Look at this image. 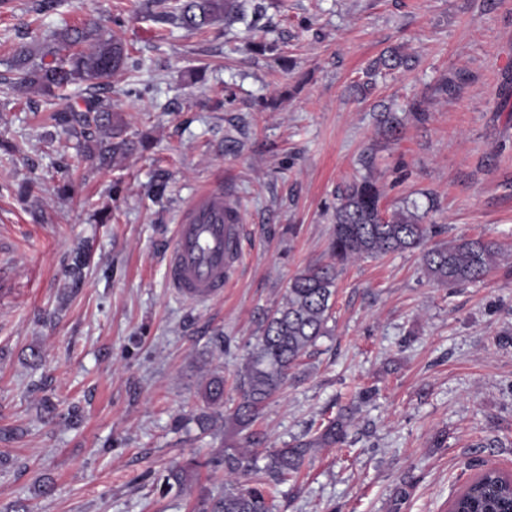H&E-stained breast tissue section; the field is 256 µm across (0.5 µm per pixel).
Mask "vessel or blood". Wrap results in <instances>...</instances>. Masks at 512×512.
Here are the masks:
<instances>
[{
  "instance_id": "1",
  "label": "vessel or blood",
  "mask_w": 512,
  "mask_h": 512,
  "mask_svg": "<svg viewBox=\"0 0 512 512\" xmlns=\"http://www.w3.org/2000/svg\"><path fill=\"white\" fill-rule=\"evenodd\" d=\"M240 241L241 214L236 201L220 190L198 194L185 209L164 256L169 287L198 302L223 295Z\"/></svg>"
}]
</instances>
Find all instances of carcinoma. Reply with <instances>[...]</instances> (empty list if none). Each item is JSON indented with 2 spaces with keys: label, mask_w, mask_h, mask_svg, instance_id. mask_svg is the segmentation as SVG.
Masks as SVG:
<instances>
[{
  "label": "carcinoma",
  "mask_w": 512,
  "mask_h": 512,
  "mask_svg": "<svg viewBox=\"0 0 512 512\" xmlns=\"http://www.w3.org/2000/svg\"><path fill=\"white\" fill-rule=\"evenodd\" d=\"M243 5L238 0H174L168 19L180 28L195 32L222 20L230 25L239 20ZM409 57L394 52L379 58L374 71L394 70L408 65ZM143 66L120 41L106 34V26L95 22L82 28L64 27L49 31L34 48L21 44L13 55L10 70L13 85L23 93L55 95L71 85L88 83L104 90L108 79L119 72L133 74ZM55 125L69 130L82 142L83 151L106 166L118 162L134 149L123 136L121 119L105 99L90 96L70 103L51 115ZM378 124L390 136L400 133L402 119L384 109ZM384 190L369 176L355 179L336 196L330 251L333 262L306 267L288 282L283 303L263 321L262 334L247 352L238 387L241 400L231 420L243 436L236 446L226 448L210 463L224 472L248 478L246 484H230L224 495L202 501V512H275V486L294 477L305 458L318 448L343 443L351 422L347 411L328 421L322 431L286 448H256L245 430L263 406L288 382L308 350L329 331L328 322L336 296L339 271L350 261L420 248L441 233L436 224L425 223L434 210L419 206L386 207ZM500 246L481 238H452L435 243L422 252L428 276L442 286L458 287L483 281L496 267ZM224 397V377L212 376L205 385V401L214 405ZM198 462L190 460L169 468L164 488L184 490ZM496 470L485 469L477 491L469 493L463 512H500L498 500L512 499L511 486H497Z\"/></svg>",
  "instance_id": "carcinoma-1"
}]
</instances>
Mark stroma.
I'll list each match as a JSON object with an SVG mask.
<instances>
[{
  "label": "stroma",
  "instance_id": "obj_1",
  "mask_svg": "<svg viewBox=\"0 0 512 512\" xmlns=\"http://www.w3.org/2000/svg\"><path fill=\"white\" fill-rule=\"evenodd\" d=\"M0 0V512H193L228 481L236 379L289 279L327 263L336 193L372 173L388 203H438L442 239L502 256L482 282L437 285L418 252L337 279L330 332L262 409L263 447L351 413L342 447L279 485L277 512H448L480 465L512 471V0H249L188 33L170 0ZM140 55L110 97L138 147L97 167L49 116L86 84L37 97L6 82L21 35L95 19ZM397 48L410 69L366 68ZM419 101L422 117L408 114ZM404 114L399 139L377 126ZM221 190L242 249L221 297L169 288L183 208ZM223 375L224 402L200 388ZM196 459L184 492L166 468Z\"/></svg>",
  "mask_w": 512,
  "mask_h": 512
}]
</instances>
